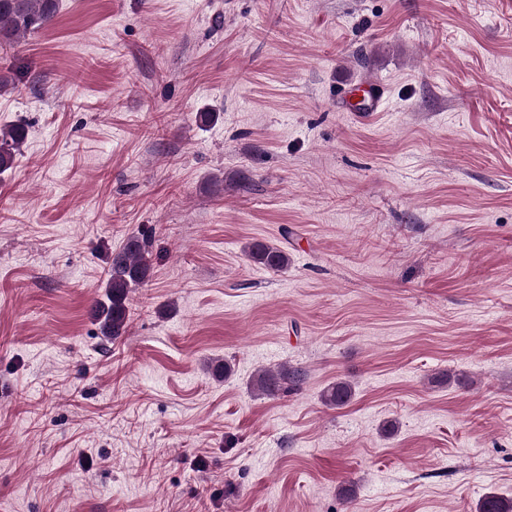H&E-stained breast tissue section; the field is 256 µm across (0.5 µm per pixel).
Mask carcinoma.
Masks as SVG:
<instances>
[{
	"mask_svg": "<svg viewBox=\"0 0 512 512\" xmlns=\"http://www.w3.org/2000/svg\"><path fill=\"white\" fill-rule=\"evenodd\" d=\"M59 11V0H0V45L21 44L26 36L49 26ZM28 132L22 125L0 129V173L9 170L15 155L27 141ZM249 260L267 270L280 272L288 268V253L263 240L247 245ZM151 260L148 236L143 233L128 236L123 246L112 253L106 274L102 298L96 301L92 316L101 336L115 340L126 334L129 322L131 293L149 278ZM306 372L285 365L277 371H260L252 376L251 386L258 395L274 397L299 388ZM355 390L343 379L327 385L321 395L329 407L341 408L354 398ZM480 512H512V499L496 494L484 497Z\"/></svg>",
	"mask_w": 512,
	"mask_h": 512,
	"instance_id": "obj_1",
	"label": "carcinoma"
}]
</instances>
